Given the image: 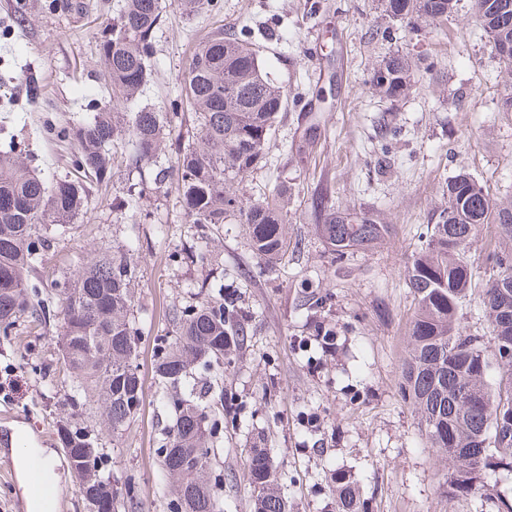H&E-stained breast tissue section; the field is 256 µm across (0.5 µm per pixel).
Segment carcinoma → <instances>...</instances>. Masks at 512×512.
<instances>
[{"mask_svg":"<svg viewBox=\"0 0 512 512\" xmlns=\"http://www.w3.org/2000/svg\"><path fill=\"white\" fill-rule=\"evenodd\" d=\"M385 15L415 25L451 17L457 0H381ZM482 25H494L500 41L512 45V0H474ZM162 0H123L111 33L98 43L108 74L109 100L93 118L68 129L77 142L76 170L111 179L110 147L129 142L132 163L156 164L166 147L167 113L138 105L150 81L156 54L155 32ZM504 93L512 103V54L499 58ZM412 62L405 56L383 59L373 69V93L396 100L411 88ZM185 96L195 114L187 144L174 167H162L158 182L175 181L188 223L197 238L210 240L221 224L249 226L253 251L268 266L288 251L284 193L257 203L244 200L235 187L264 166L277 114L285 93L255 48L249 29H213L196 47L184 73ZM88 189L68 176L48 185L32 174L21 156L0 150V334L9 336L20 321L47 323L51 311L39 297L30 273L42 263L51 239L47 224H70L86 212ZM322 239L337 256L366 248L389 233L390 226L368 216L338 213L328 191L317 199ZM499 225L512 241V200H498L467 173L448 180L446 201L425 245L407 265L406 280L417 301L403 363L402 392L413 405L429 447L448 457V492L512 512V499L481 480L487 470L512 473V249L491 252L493 274L481 290L489 322L487 336L460 326V312L472 295L473 268L466 247L481 224ZM135 266L129 251L95 253L74 274L56 284L61 323L58 342L72 377L70 405L80 411L97 405L105 432L115 435L134 418L132 402L142 406L145 388L131 372L136 342L134 302L130 293ZM195 305L173 312L177 335L160 350L156 375L174 412L160 448L167 477L175 483L169 512H224L206 469L216 448L218 423L202 425L215 407L202 405L186 390L199 362L218 377L224 358L244 345L247 327L236 293L220 287L200 291ZM56 432L72 466L82 446L93 441L68 417ZM205 449L198 469L183 470L184 459ZM104 449L83 472L86 490L99 501V512H114L112 474L104 472ZM252 490V512H289L267 449L248 450L244 468ZM338 512H358L355 482L345 470L334 472Z\"/></svg>","mask_w":512,"mask_h":512,"instance_id":"cac0c4a2","label":"carcinoma"}]
</instances>
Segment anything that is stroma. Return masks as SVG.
<instances>
[{"label":"stroma","instance_id":"obj_1","mask_svg":"<svg viewBox=\"0 0 512 512\" xmlns=\"http://www.w3.org/2000/svg\"><path fill=\"white\" fill-rule=\"evenodd\" d=\"M51 12L46 0H0V149L15 146L46 181L74 172L75 145L62 128L97 112L107 74L97 44L117 18L120 0H79ZM155 33V71L141 99L170 113L171 165L192 119L183 78L187 60L218 26L250 27L268 70L288 96L267 145L266 165L239 182L261 202L288 189V255L267 272L245 225L224 224L209 243L212 263L186 254L198 241L172 183L156 168L129 167L117 156L108 184H89L87 213L46 254L37 277L44 292L87 255L138 240L134 296L135 363L145 400L118 436L97 417L83 423L105 448L120 491L117 512H168L159 448L171 413L154 364L174 336L175 309L195 303L202 283H234L248 339L224 367L223 383L196 375L206 400H224L217 476L224 512H251L243 477L247 450L262 437L293 512H335L333 469L355 477L368 512H493L469 495L448 492V462L429 448L413 406L401 393L402 362L415 301L406 266L435 222L448 179L466 172L496 198H512V112L498 108L501 65L473 11L458 0L454 15L409 26L389 18L378 0H214L193 15L163 0ZM399 53L416 64L409 93L387 101L372 93L373 68ZM40 77L30 102L16 72ZM305 155H298V147ZM145 191L137 211L122 201ZM329 190L337 211L390 225L375 246L337 257L319 237L316 198ZM499 228L480 225L469 245L474 286L492 271L487 256ZM323 323L334 346L315 340ZM58 320L39 332L19 324L0 337V512H27L10 438L25 426L44 448L61 449L55 422L70 385L55 344Z\"/></svg>","mask_w":512,"mask_h":512}]
</instances>
